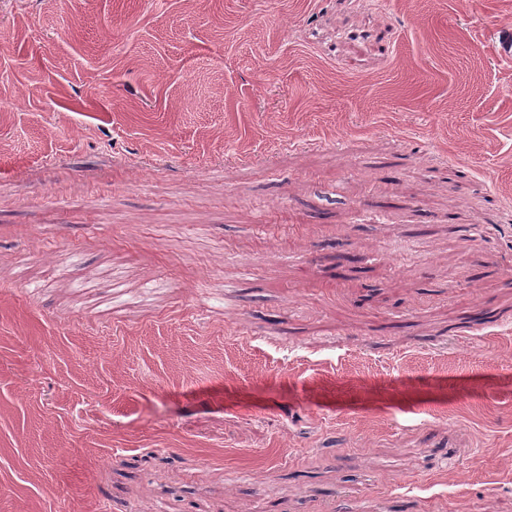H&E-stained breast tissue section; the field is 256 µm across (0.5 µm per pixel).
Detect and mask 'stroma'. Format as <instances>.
Wrapping results in <instances>:
<instances>
[{
    "instance_id": "1",
    "label": "stroma",
    "mask_w": 512,
    "mask_h": 512,
    "mask_svg": "<svg viewBox=\"0 0 512 512\" xmlns=\"http://www.w3.org/2000/svg\"><path fill=\"white\" fill-rule=\"evenodd\" d=\"M0 25V512H512V0Z\"/></svg>"
}]
</instances>
